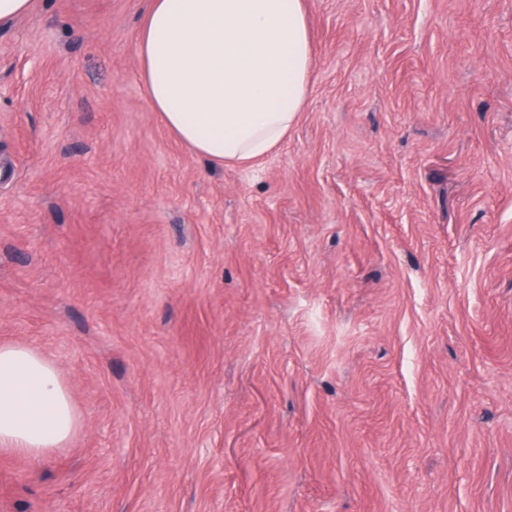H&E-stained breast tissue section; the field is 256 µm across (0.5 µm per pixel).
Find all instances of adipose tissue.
Returning a JSON list of instances; mask_svg holds the SVG:
<instances>
[{"mask_svg":"<svg viewBox=\"0 0 512 512\" xmlns=\"http://www.w3.org/2000/svg\"><path fill=\"white\" fill-rule=\"evenodd\" d=\"M137 54L153 111L212 165L275 151L307 103L304 0H150ZM70 394L38 352L0 346V449L37 458L77 430Z\"/></svg>","mask_w":512,"mask_h":512,"instance_id":"1","label":"adipose tissue"}]
</instances>
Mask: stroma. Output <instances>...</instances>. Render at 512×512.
I'll use <instances>...</instances> for the list:
<instances>
[{"instance_id": "stroma-1", "label": "stroma", "mask_w": 512, "mask_h": 512, "mask_svg": "<svg viewBox=\"0 0 512 512\" xmlns=\"http://www.w3.org/2000/svg\"><path fill=\"white\" fill-rule=\"evenodd\" d=\"M148 4L0 27V345L79 418L0 512H512V0H307V106L224 168Z\"/></svg>"}]
</instances>
